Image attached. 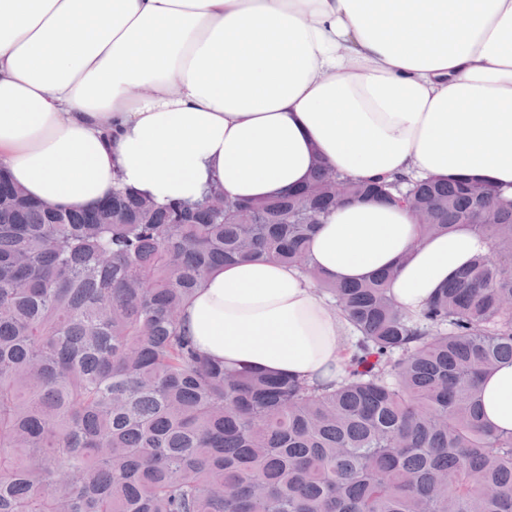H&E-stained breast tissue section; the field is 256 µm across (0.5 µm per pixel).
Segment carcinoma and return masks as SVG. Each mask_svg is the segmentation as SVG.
Instances as JSON below:
<instances>
[{"label":"carcinoma","instance_id":"obj_1","mask_svg":"<svg viewBox=\"0 0 512 512\" xmlns=\"http://www.w3.org/2000/svg\"><path fill=\"white\" fill-rule=\"evenodd\" d=\"M337 183L490 251L407 316L389 275L338 284L310 265ZM306 190L163 206L119 190L95 221L17 187L0 198V512H512V431L478 404L481 377L512 362V200L321 164ZM270 259L349 320L336 381L226 370L182 326L210 270Z\"/></svg>","mask_w":512,"mask_h":512}]
</instances>
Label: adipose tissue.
<instances>
[{
	"label": "adipose tissue",
	"instance_id": "adipose-tissue-1",
	"mask_svg": "<svg viewBox=\"0 0 512 512\" xmlns=\"http://www.w3.org/2000/svg\"><path fill=\"white\" fill-rule=\"evenodd\" d=\"M360 181L467 177L512 198V0H0V163L48 204L113 189L157 203L302 185L316 162ZM487 241L421 236L409 210L338 205L309 258L334 282L394 270L423 310ZM182 324L231 370L335 380L351 326L299 269L209 272ZM512 431V363L483 379Z\"/></svg>",
	"mask_w": 512,
	"mask_h": 512
}]
</instances>
